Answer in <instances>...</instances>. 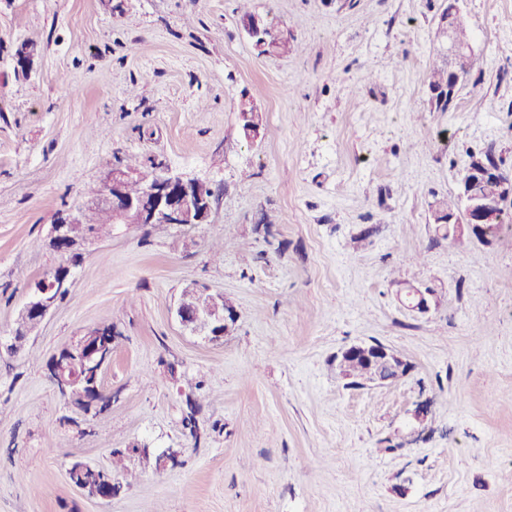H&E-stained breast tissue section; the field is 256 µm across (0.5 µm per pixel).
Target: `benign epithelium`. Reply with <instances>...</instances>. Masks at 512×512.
<instances>
[{"mask_svg":"<svg viewBox=\"0 0 512 512\" xmlns=\"http://www.w3.org/2000/svg\"><path fill=\"white\" fill-rule=\"evenodd\" d=\"M254 46L261 51L268 46L264 34L268 28L257 20L244 23ZM453 84L448 87V102H453L456 90L464 77L460 68L472 50L462 51L448 39L446 47ZM139 174L132 170L114 168L102 180L101 192L91 203L112 211L118 224L148 226L160 221L166 224H205L210 215V202L201 195L204 182L194 178H184L172 172H162L136 197L126 195L127 183L137 179ZM459 198L460 212L448 218V231L453 235L471 233L477 240L488 243L491 238L488 228L501 222L505 212L504 203L512 199V183L504 181L500 172L481 163L474 164L461 181ZM83 220V208L78 207L57 213L51 224L49 240L63 253H79L90 238L77 239L72 235V225ZM69 271L58 268L46 272L32 286L31 293L22 307V318L34 316L33 324H40L56 307L59 297L70 291ZM180 322L195 333H203L212 341L221 340L237 321L236 311H229L220 303V297H212L202 310H186L177 307ZM363 352V355L377 356L382 367L368 378L357 381L349 373H344L347 385L364 388L381 386L402 378L409 365L393 350L380 343L355 344L342 352L340 364H346L344 356ZM112 358V330L107 328L94 337L84 334L74 337L68 344L51 357L50 378L58 393L70 404L84 409L88 401L98 394V381L104 368ZM86 466L74 463L69 466L67 477L88 496L99 499H112L124 490V484L112 480L105 485L84 475Z\"/></svg>","mask_w":512,"mask_h":512,"instance_id":"7a95c632","label":"benign epithelium"}]
</instances>
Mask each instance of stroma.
<instances>
[{"label":"stroma","mask_w":512,"mask_h":512,"mask_svg":"<svg viewBox=\"0 0 512 512\" xmlns=\"http://www.w3.org/2000/svg\"><path fill=\"white\" fill-rule=\"evenodd\" d=\"M443 3L252 0L299 43L281 56L238 0H0V341L36 280H72L31 335L40 363L0 351V512H512V226L453 242L431 215L470 154L512 174V0H461L472 66L437 112ZM131 155L206 182L208 223L121 224L71 265L45 245L55 214ZM191 285L235 305L222 341L177 317ZM108 323L111 402L87 413L46 362ZM373 341L409 372L346 386L337 353ZM134 447L181 462L130 461L110 500L68 483Z\"/></svg>","instance_id":"stroma-1"}]
</instances>
